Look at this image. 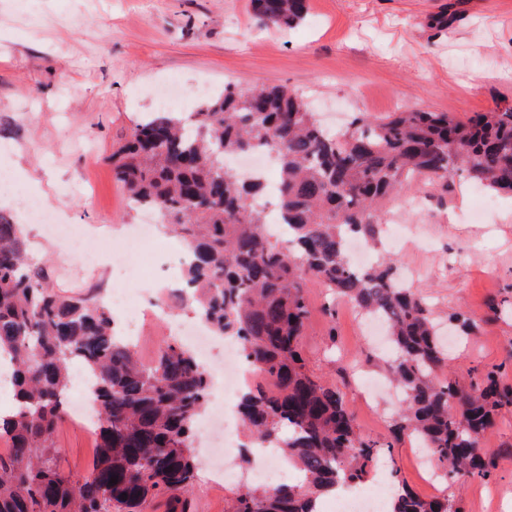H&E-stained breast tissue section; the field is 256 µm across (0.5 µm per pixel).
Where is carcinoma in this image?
Instances as JSON below:
<instances>
[{
    "label": "carcinoma",
    "instance_id": "carcinoma-1",
    "mask_svg": "<svg viewBox=\"0 0 512 512\" xmlns=\"http://www.w3.org/2000/svg\"><path fill=\"white\" fill-rule=\"evenodd\" d=\"M256 24L293 28L308 0H250ZM353 130L329 133L304 99L284 86L224 90L202 100L191 122L153 112L113 149L115 177L129 198L154 208L189 246L184 282L216 336L237 340L263 382L241 394L244 427L276 443L300 483L248 488L230 512H314L317 496L369 481L378 450L363 441L333 383L306 369L305 289L319 283L387 325L390 380L404 391L395 440L407 435L435 455L441 477L464 486L493 474L483 443L512 388L493 371L465 388L438 372L448 363L430 305L385 260L358 270L347 241L376 245L385 202L415 183L457 175L491 193H512V105L465 121L404 106ZM266 151L279 173L278 208L288 240L271 239L253 199L259 180L224 165ZM20 228L0 211V357L11 359L18 409L0 419V512H188L198 453L194 429L208 378L195 354L172 340L143 364L114 332L100 302L61 293L45 267L27 261ZM91 376L98 407L96 458L81 479L58 463L53 437L67 418L70 365ZM116 477L118 482L110 479ZM387 512H462L446 496L422 498L397 485Z\"/></svg>",
    "mask_w": 512,
    "mask_h": 512
}]
</instances>
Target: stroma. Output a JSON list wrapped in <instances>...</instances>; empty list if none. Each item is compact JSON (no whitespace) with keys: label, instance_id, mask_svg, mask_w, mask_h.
Segmentation results:
<instances>
[{"label":"stroma","instance_id":"stroma-1","mask_svg":"<svg viewBox=\"0 0 512 512\" xmlns=\"http://www.w3.org/2000/svg\"><path fill=\"white\" fill-rule=\"evenodd\" d=\"M446 15L448 26H431ZM175 78L185 88L179 112L196 107L197 85L222 90L282 84L307 99L321 118L380 116L418 105L465 119L512 102V0H309L300 25L256 30L250 0H0V168L19 192L0 209L28 223L26 193L80 229L141 220L109 157L132 127L157 111L149 93ZM38 180H30V173ZM479 188L453 178L436 190L415 185L392 199L389 215L404 225L394 253L404 281L423 295L446 326L465 313L475 334L453 351L448 371L460 385L501 368L512 386V198L500 196L485 218L471 212ZM112 237V246L126 243ZM175 236L153 233L152 270L103 273L99 264L55 244L43 260L54 288L105 293L131 288L139 304L157 296L173 266ZM311 316L303 338L308 370L336 384L362 439L393 441L400 402L365 406L361 375L380 377L377 342L361 313L319 284L306 291ZM61 468L85 476L95 454L93 433L69 421L57 433ZM397 441V440H394ZM381 453L377 470L399 472L418 496H430L409 437ZM485 446L496 464L491 479L465 489L441 481L440 492L463 512H512V408L502 410ZM241 488L201 470L190 497L194 512H227Z\"/></svg>","mask_w":512,"mask_h":512}]
</instances>
